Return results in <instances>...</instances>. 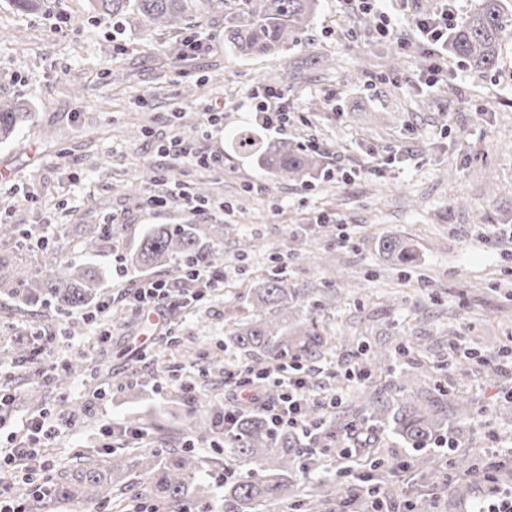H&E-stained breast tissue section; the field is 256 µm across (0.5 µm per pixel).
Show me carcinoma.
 <instances>
[{
    "label": "carcinoma",
    "mask_w": 512,
    "mask_h": 512,
    "mask_svg": "<svg viewBox=\"0 0 512 512\" xmlns=\"http://www.w3.org/2000/svg\"><path fill=\"white\" fill-rule=\"evenodd\" d=\"M93 9L103 18L132 13L154 27L184 30L188 21L202 24L217 13H224V49L234 57H279L289 42L311 23L318 0H92ZM512 27V0H479L478 6L448 35V51L468 61L476 69L487 71L497 61L500 40ZM31 112L19 102H0V143L9 140L15 130L29 119ZM234 148L272 177L281 181H304L317 168L318 159L294 148L286 140L266 144L253 132L233 134ZM202 229L197 224H152L129 256L133 267L154 269L166 266L172 257L198 258L214 265L220 255L200 247ZM112 241V225L91 224L86 232L72 236L69 246H40L44 263L54 273L40 277L22 268L4 273L0 260V294L20 307L38 304L57 312L71 313L100 298V274L91 264H76L68 251L97 253ZM381 251L401 264L414 261L407 243L396 237L381 242ZM251 321L228 335V341L245 351L254 361L252 368L265 373L271 364L288 357H311L331 346L334 339L318 329L298 325L288 332V319L306 307L308 298L288 288L286 278L275 271L249 291ZM39 336L28 338L16 352L15 363L26 368L34 356ZM402 386L394 383L377 392L362 405L369 417L382 422L400 441L421 449L443 437L448 426V404L438 395L417 400L399 399ZM310 421L322 425L318 437L328 441L344 432L356 441L359 459L373 467L377 459L375 436L361 439L343 426L324 423L320 411L308 409ZM227 455L248 469L236 480L224 484L225 512H282L291 495H301L298 506L303 512H326L325 505L339 497L338 483L322 477L323 458L288 429L273 430L266 418L250 410L239 413L233 433L226 439ZM75 463L56 474L49 495L59 503L77 505L110 503L112 489L131 472L141 476L137 500L165 512H186L189 504L209 498L211 484L197 477L201 461L188 448H136L129 452L114 450L112 458L102 462L88 450L74 452Z\"/></svg>",
    "instance_id": "carcinoma-1"
}]
</instances>
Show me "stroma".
<instances>
[{
    "label": "stroma",
    "instance_id": "stroma-1",
    "mask_svg": "<svg viewBox=\"0 0 512 512\" xmlns=\"http://www.w3.org/2000/svg\"><path fill=\"white\" fill-rule=\"evenodd\" d=\"M433 7L432 0H377L398 30L384 38L349 0H320L313 25L280 58L226 55L218 15L186 29L204 46L177 63L166 54L176 33L134 16L101 18L88 0H39L28 13L0 0V100L33 109L0 144V223L51 241L79 224H111L110 246L71 256L93 259L108 293L140 277L134 267L118 277L112 258L128 255L152 224L204 225L202 246L223 251L225 274L223 288L172 321L174 334L198 352L192 363L163 342L146 357L133 353L144 326L130 309L113 308L112 334L94 348L81 312L24 309L0 298V392L13 397L12 431L42 412L57 419L46 453L61 470L75 449L101 450L104 426L137 415L151 416L154 447H184L194 432L182 383L204 378L211 400L228 401L224 376L209 361L222 357L231 371L251 365L244 352L225 349V334L252 318L251 285L280 263L289 287L311 303L299 322L338 338L301 363L319 369L310 378L315 392L341 396L336 412L344 422L366 426L356 398L388 383L371 369L384 345L411 381L408 394L434 385L463 398L464 409L448 411L457 448L434 451L439 475L417 469V451L378 427L385 464L375 482L394 506L410 499L429 512H469L485 491L471 467L512 442V410L498 412L512 395V374L482 361L512 353V33L494 69L476 72L452 56L449 74L429 89L430 59L411 19ZM294 65L300 76L289 86L282 75ZM260 83L284 91L288 141L302 150L319 144L313 178L277 180L233 149L230 137L240 129L279 137L244 107ZM213 102L224 106L217 131L200 120ZM177 132L220 155L223 170L160 153ZM390 154L399 163L376 170ZM168 172L209 183L205 213L145 207L146 174ZM389 236L409 244L414 265H390L380 250ZM44 331L58 335L50 351L27 371L14 368L20 338ZM80 353L92 374L58 387L57 373ZM445 473L468 486L465 499L449 496Z\"/></svg>",
    "mask_w": 512,
    "mask_h": 512
}]
</instances>
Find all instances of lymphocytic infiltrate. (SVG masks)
Masks as SVG:
<instances>
[{
    "mask_svg": "<svg viewBox=\"0 0 512 512\" xmlns=\"http://www.w3.org/2000/svg\"><path fill=\"white\" fill-rule=\"evenodd\" d=\"M458 24L455 0H447L439 11L415 18L417 35L434 59L428 69L425 86L435 85L439 75L444 73L448 34ZM283 98L282 90L261 85L248 93L247 105L250 111L255 112L263 128L284 131L288 128V111ZM223 285V268L194 261L183 277L143 278L132 287L122 289L120 299L150 322L149 330L139 345L140 350L154 346L156 336L162 335L172 314L197 304L207 292ZM224 385L233 395L224 410V429L233 427L240 410L252 408L263 413L272 427L286 426L303 436L312 435L314 427L303 414V406L310 400V385L300 363L280 361L274 374L264 376L255 375L247 366L225 375ZM271 385L277 389L273 398L267 395V388ZM27 431L25 439L12 441L10 446L0 448V468L22 472L26 480L36 483L44 480L55 468L53 460L46 458L42 450L57 428L38 415L29 419Z\"/></svg>",
    "mask_w": 512,
    "mask_h": 512,
    "instance_id": "lymphocytic-infiltrate-1",
    "label": "lymphocytic infiltrate"
}]
</instances>
